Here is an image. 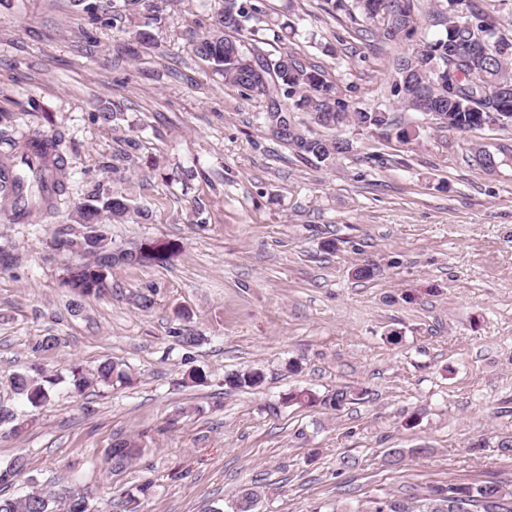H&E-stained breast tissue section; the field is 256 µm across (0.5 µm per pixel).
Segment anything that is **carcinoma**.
<instances>
[{"mask_svg": "<svg viewBox=\"0 0 512 512\" xmlns=\"http://www.w3.org/2000/svg\"><path fill=\"white\" fill-rule=\"evenodd\" d=\"M325 11L331 15L344 12L356 35L364 44L378 49L386 44H397L413 37L419 27V0H325ZM153 14L146 21L128 28L132 41L141 47L153 44L149 30L159 19L158 10L148 6ZM429 15L443 30L411 50L392 59L391 95L394 107L424 117V112H438L434 128L453 133H469L491 127H505L512 121V97L504 100L494 94L496 89H512V39L499 28L494 11L479 6L475 0H431ZM470 23L485 34L486 49L464 58L450 46ZM270 31L278 42L292 41L301 36L296 23L280 18L266 7L264 0H223L222 8L213 16L206 32L192 44L193 53L207 61L224 78V84L238 88L244 96L255 97L266 103L264 126L273 133V140L285 146L296 158L315 161L325 167L353 150L350 140L337 135L346 128H375L385 138L401 142L410 140L413 126L397 127L391 113L380 108L356 106L343 97V91L326 78L324 72L307 63L291 50L275 56L266 54L259 46L257 25ZM476 66L484 71V85L470 84L466 73ZM309 116V125L295 119V113ZM19 174L31 184L32 208L38 214L52 213L58 200L67 193L68 174L59 167L54 199H45L36 180L34 169L23 160ZM112 215V222L130 220L146 223L148 210L132 203L120 191L94 194L84 202L74 204L69 213L74 224H96L101 212ZM83 247L82 262L69 269L66 285L77 297L98 296L104 272L116 264L143 266L167 264L176 253L170 242L147 241L126 249L112 247V239L105 235L55 240L64 249ZM132 377L126 364L106 359L94 374L82 369L69 370L66 383L70 390L80 393L93 384L129 385ZM264 376L258 369L232 373L224 384L234 389H253L261 386ZM55 385L50 377H38L29 372H18L11 377L15 393L31 407L39 408L49 399L46 384ZM141 452L133 440L121 439L112 444L106 464L114 472L126 469ZM27 469L23 456L14 457L0 467V491L14 483ZM67 512H90V494L77 487L56 484L40 485L32 482V490L21 497L0 495V512H57L59 504ZM358 512H512V486L495 482L470 485L448 484L434 486L428 494L416 497H371L361 504Z\"/></svg>", "mask_w": 512, "mask_h": 512, "instance_id": "carcinoma-1", "label": "carcinoma"}]
</instances>
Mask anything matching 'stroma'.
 <instances>
[{
	"label": "stroma",
	"mask_w": 512,
	"mask_h": 512,
	"mask_svg": "<svg viewBox=\"0 0 512 512\" xmlns=\"http://www.w3.org/2000/svg\"><path fill=\"white\" fill-rule=\"evenodd\" d=\"M298 22L301 59L363 107L389 102V59L348 34L324 0H267ZM218 0H161L156 46L73 0H0V132L62 134L72 199L118 190L147 208L145 224H106L113 246L171 241L170 264L116 265L110 291L71 306L69 254L54 239L81 225L59 209L33 224L0 215V465L27 459L30 477L92 490L97 512H330L369 496L488 481L512 485V128L464 135L421 128L387 142L344 129L353 151L335 168L295 159L259 121L264 104L225 85L191 44ZM120 106L113 130L100 115ZM139 148L123 162V137ZM483 144L494 170L479 168ZM370 265L372 277L356 278ZM153 304L139 307L136 295ZM188 329L199 344L184 349ZM47 336L57 347L39 351ZM129 387L53 388L32 409L14 373L46 375L106 359ZM261 370L256 390L227 374ZM204 370L208 382L183 376ZM307 389L312 405H287ZM355 398L333 411L338 389ZM140 456L113 473V441ZM401 464L387 465L391 449Z\"/></svg>",
	"instance_id": "obj_1"
}]
</instances>
